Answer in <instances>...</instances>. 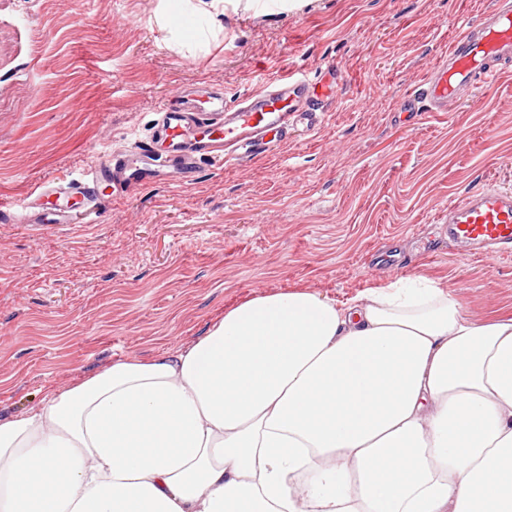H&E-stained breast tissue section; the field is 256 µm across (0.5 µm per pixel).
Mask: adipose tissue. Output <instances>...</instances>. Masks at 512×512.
Returning a JSON list of instances; mask_svg holds the SVG:
<instances>
[{"label":"adipose tissue","instance_id":"adipose-tissue-1","mask_svg":"<svg viewBox=\"0 0 512 512\" xmlns=\"http://www.w3.org/2000/svg\"><path fill=\"white\" fill-rule=\"evenodd\" d=\"M229 6L157 23L200 40ZM0 512H512V317L421 275L247 298L0 418Z\"/></svg>","mask_w":512,"mask_h":512}]
</instances>
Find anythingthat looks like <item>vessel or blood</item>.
<instances>
[{"instance_id":"vessel-or-blood-1","label":"vessel or blood","mask_w":512,"mask_h":512,"mask_svg":"<svg viewBox=\"0 0 512 512\" xmlns=\"http://www.w3.org/2000/svg\"><path fill=\"white\" fill-rule=\"evenodd\" d=\"M512 68V0L468 26L413 92L400 112H446L463 94ZM337 83L291 74L266 79L240 101L203 83L176 91L146 141L133 150L109 154L80 178L62 177L39 185L23 202L32 225L69 224L77 211L95 213L111 200L129 196L167 179L195 176L202 165L241 166L279 153L295 130L317 133L335 103ZM450 244L472 256L512 253V192L486 188L448 209Z\"/></svg>"}]
</instances>
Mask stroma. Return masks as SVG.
<instances>
[{"mask_svg":"<svg viewBox=\"0 0 512 512\" xmlns=\"http://www.w3.org/2000/svg\"><path fill=\"white\" fill-rule=\"evenodd\" d=\"M495 0H260L204 48L177 45L158 0H0V200L146 139L183 84L228 101L263 79L336 71L316 135L179 187L112 201L91 224L0 223V416L112 362L205 335L271 291L336 299L422 275L474 319L512 315V255H460L440 222L487 187L512 191V73L447 117L400 124L403 97Z\"/></svg>","mask_w":512,"mask_h":512,"instance_id":"stroma-1","label":"stroma"}]
</instances>
